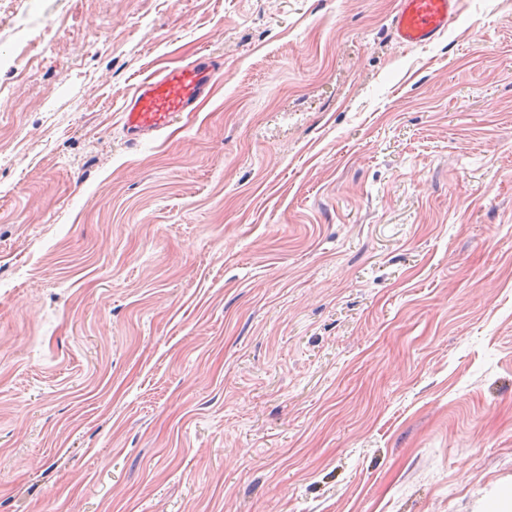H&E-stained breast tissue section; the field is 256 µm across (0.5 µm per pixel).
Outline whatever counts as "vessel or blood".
Wrapping results in <instances>:
<instances>
[{
  "label": "vessel or blood",
  "mask_w": 512,
  "mask_h": 512,
  "mask_svg": "<svg viewBox=\"0 0 512 512\" xmlns=\"http://www.w3.org/2000/svg\"><path fill=\"white\" fill-rule=\"evenodd\" d=\"M458 13V0H400L394 35L403 45H422L445 32ZM220 63L202 58L165 67L143 77L123 105L130 135L158 133L184 112L195 111L210 93Z\"/></svg>",
  "instance_id": "b4317fda"
}]
</instances>
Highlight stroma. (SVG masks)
<instances>
[{
	"label": "stroma",
	"instance_id": "obj_1",
	"mask_svg": "<svg viewBox=\"0 0 512 512\" xmlns=\"http://www.w3.org/2000/svg\"><path fill=\"white\" fill-rule=\"evenodd\" d=\"M459 2L409 47L399 0H0V512L512 490V0ZM221 64L211 58L164 67L143 77L123 105L132 136L158 133L182 112H194L210 93Z\"/></svg>",
	"mask_w": 512,
	"mask_h": 512
}]
</instances>
